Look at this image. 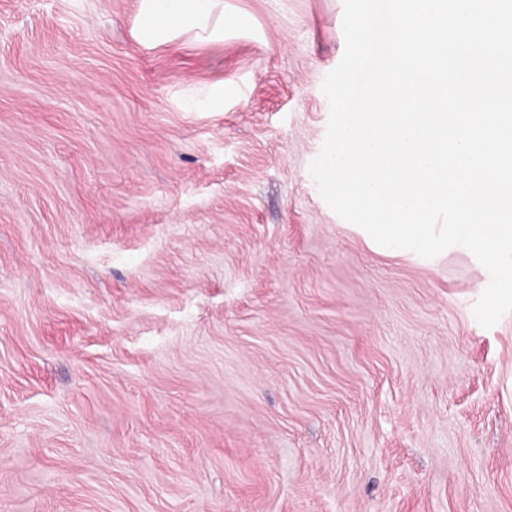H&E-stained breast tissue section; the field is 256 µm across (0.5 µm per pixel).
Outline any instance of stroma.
I'll return each instance as SVG.
<instances>
[{
	"instance_id": "35a3bbf8",
	"label": "stroma",
	"mask_w": 512,
	"mask_h": 512,
	"mask_svg": "<svg viewBox=\"0 0 512 512\" xmlns=\"http://www.w3.org/2000/svg\"><path fill=\"white\" fill-rule=\"evenodd\" d=\"M0 0V512H512V312L308 166L342 0ZM206 0H155L157 8L152 14L154 20H165L155 24L151 32L161 33L195 22L203 12Z\"/></svg>"
}]
</instances>
